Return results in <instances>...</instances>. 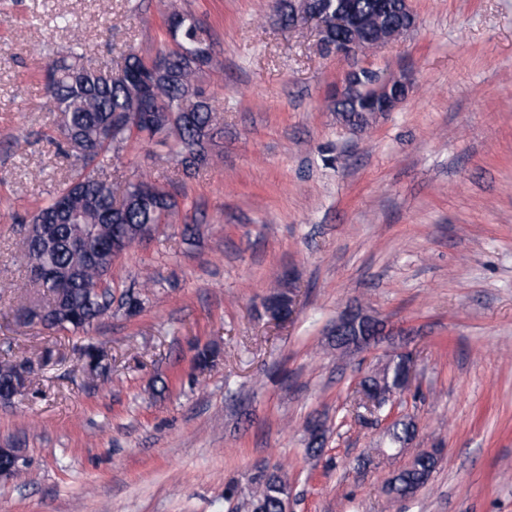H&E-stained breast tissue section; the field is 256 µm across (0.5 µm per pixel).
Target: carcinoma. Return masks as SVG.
I'll use <instances>...</instances> for the list:
<instances>
[{
    "label": "carcinoma",
    "instance_id": "1",
    "mask_svg": "<svg viewBox=\"0 0 512 512\" xmlns=\"http://www.w3.org/2000/svg\"><path fill=\"white\" fill-rule=\"evenodd\" d=\"M356 11L369 18L371 38L406 28L397 13V0H352ZM340 0H311V7L331 21ZM178 21L165 26L155 55L168 59L150 88L139 75L149 60L134 51L123 55L114 68L94 63L72 49L58 57L45 76V98L56 113V125L76 164L56 194L31 217L18 255L30 269L32 280L47 296L43 305L20 313L23 319L48 330L85 332L112 310L132 317L144 309L133 286L112 294L108 275L114 260L143 241L149 224H164L176 207L174 196L149 181L115 183L105 171L112 148L131 140L167 145L180 157L183 172L192 174L211 159V147L221 117L210 98L197 85L200 71L212 61V36L206 23L191 13L174 11ZM380 73L362 74L357 97L333 101L334 111L348 124L369 123L365 100L375 94ZM137 114L150 118L137 121ZM86 370L96 373L105 360L92 343L83 347ZM26 361L0 362V399L5 403L26 388ZM393 366L384 376L369 375L363 390L398 384ZM436 466V452L424 451L388 483V493L404 499L425 487ZM256 493L244 503L247 512H285L288 477L279 467H264L252 477Z\"/></svg>",
    "mask_w": 512,
    "mask_h": 512
}]
</instances>
